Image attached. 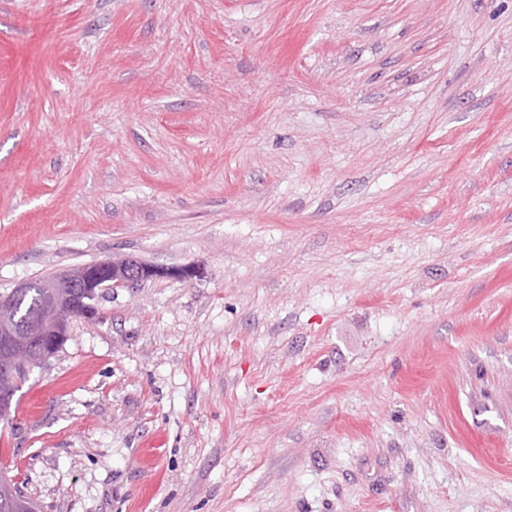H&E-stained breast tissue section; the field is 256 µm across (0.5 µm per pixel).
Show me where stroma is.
Returning a JSON list of instances; mask_svg holds the SVG:
<instances>
[{
  "label": "stroma",
  "mask_w": 512,
  "mask_h": 512,
  "mask_svg": "<svg viewBox=\"0 0 512 512\" xmlns=\"http://www.w3.org/2000/svg\"><path fill=\"white\" fill-rule=\"evenodd\" d=\"M111 258L37 512H512V0H0V293Z\"/></svg>",
  "instance_id": "1"
}]
</instances>
